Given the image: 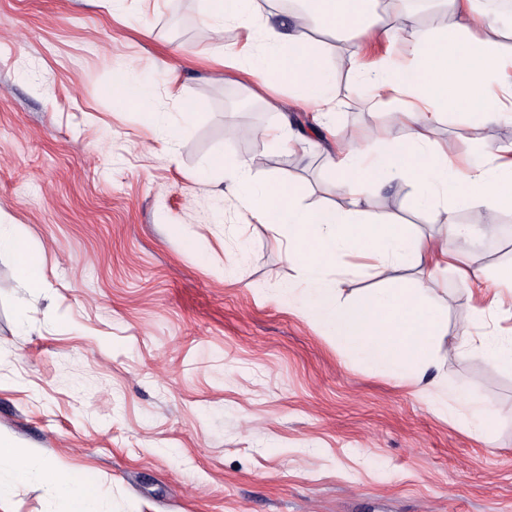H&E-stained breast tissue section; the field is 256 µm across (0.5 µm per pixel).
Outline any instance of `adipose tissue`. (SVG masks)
<instances>
[{"label": "adipose tissue", "instance_id": "ef3b65f1", "mask_svg": "<svg viewBox=\"0 0 512 512\" xmlns=\"http://www.w3.org/2000/svg\"><path fill=\"white\" fill-rule=\"evenodd\" d=\"M205 17L216 27L234 25L247 33L239 51L212 56L213 67L250 63L258 87L274 90L287 84L298 88L323 120L335 108L333 73L306 33L307 21L340 35L370 28L375 34L398 39L408 22L400 9L383 16L376 0H303V15L293 24H275L261 14L257 0H202ZM453 23L421 35L410 47L406 62L365 73L375 97L395 102L389 115L393 125L411 128L407 140L388 138L383 150L366 156L354 149L337 152L327 160L342 208L308 207L296 198L285 179L255 183L249 159L214 158L212 169L232 174L230 191L243 203L253 223L266 225L287 242L288 259L304 277V304L341 346L363 364L387 368L402 378L418 376L429 362L427 343L439 335L441 312L433 303L439 282L433 269L453 264L459 243L474 225L448 222L443 235L424 237L402 224L374 215L364 186L396 181L409 187L422 205L475 207L487 213L512 207V148L489 151L483 164L458 170L448 147L434 143L430 133L446 113L480 126L512 119V51H503V26L487 16L479 35H471L475 0H443ZM0 252L10 253L18 276L30 291H40L45 278L40 259L18 233L0 232ZM354 253L375 261L377 267L417 265L427 275L409 285L355 294L339 301L342 278L329 277L337 258ZM452 352H466L512 370V337L500 342H479L462 333ZM41 478L50 496L67 501L69 512H102L92 475H77L50 465L33 451L14 447L0 435V499L14 486ZM83 484L75 493V484Z\"/></svg>", "mask_w": 512, "mask_h": 512}]
</instances>
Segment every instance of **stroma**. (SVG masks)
<instances>
[{
  "instance_id": "stroma-1",
  "label": "stroma",
  "mask_w": 512,
  "mask_h": 512,
  "mask_svg": "<svg viewBox=\"0 0 512 512\" xmlns=\"http://www.w3.org/2000/svg\"><path fill=\"white\" fill-rule=\"evenodd\" d=\"M336 75L335 127L318 133L297 89L278 107L235 68L207 57L240 29H212L186 0H0V225L39 256L32 293L0 254V434L47 462L93 473L104 512H512V373L448 347L463 330L512 336V316L476 318L512 267V208L463 244L467 282L441 271L442 335L422 381L371 368L305 315L299 269L264 225L248 222L213 157L252 159L257 181L291 179L301 201L342 204L325 166L339 147L375 153L388 108L344 63L403 59L402 43L312 25ZM126 73L149 107L114 98ZM198 112L174 145L185 109ZM287 114L313 137L299 155L241 139ZM432 141L455 164L512 143V123L480 130L444 115ZM209 171V181L199 179ZM370 209L429 236L438 211L408 188L366 189ZM355 268L346 291L413 280ZM495 416L469 426L464 395ZM43 483L13 488L0 512H66Z\"/></svg>"
}]
</instances>
